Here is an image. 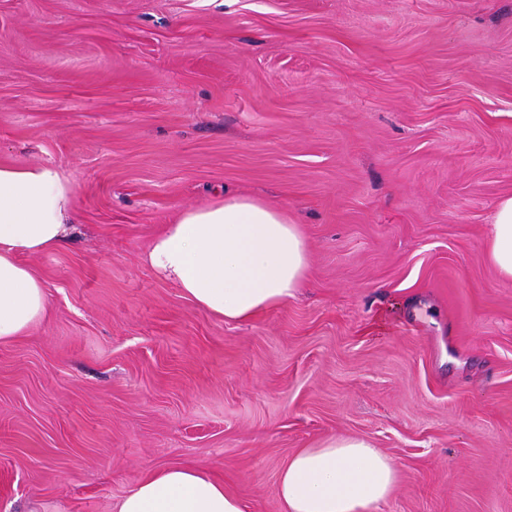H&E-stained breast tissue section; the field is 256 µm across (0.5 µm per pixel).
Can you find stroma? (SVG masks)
Masks as SVG:
<instances>
[{
  "mask_svg": "<svg viewBox=\"0 0 512 512\" xmlns=\"http://www.w3.org/2000/svg\"><path fill=\"white\" fill-rule=\"evenodd\" d=\"M0 162L77 198L26 259L49 315L0 344V512H115L167 465L280 512L334 435L396 466L378 512H512V0H0ZM218 193L308 248L242 324L145 259ZM484 248L497 273L512 279V197L497 204Z\"/></svg>",
  "mask_w": 512,
  "mask_h": 512,
  "instance_id": "stroma-1",
  "label": "stroma"
}]
</instances>
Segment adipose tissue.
Instances as JSON below:
<instances>
[{
  "instance_id": "obj_1",
  "label": "adipose tissue",
  "mask_w": 512,
  "mask_h": 512,
  "mask_svg": "<svg viewBox=\"0 0 512 512\" xmlns=\"http://www.w3.org/2000/svg\"><path fill=\"white\" fill-rule=\"evenodd\" d=\"M75 182L47 165L0 163V343L16 341L47 316L43 280L23 256L59 249L74 230ZM485 253L512 279V197L499 201ZM197 307L245 323L294 297L308 274L300 225L286 210L248 196L182 209L146 257ZM397 479L394 463L365 439L331 436L301 448L276 485L281 512H377ZM117 512H246L223 482L191 466H163L132 488Z\"/></svg>"
}]
</instances>
